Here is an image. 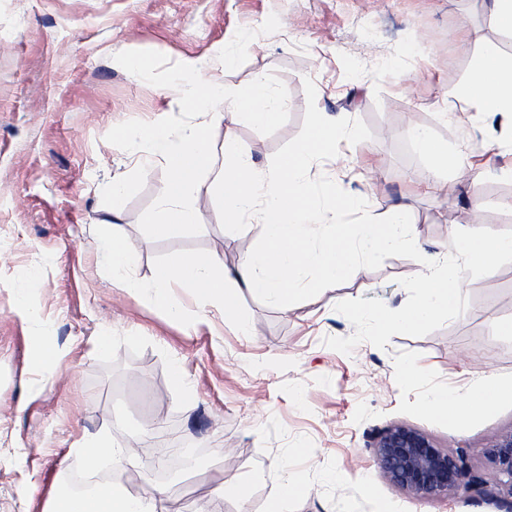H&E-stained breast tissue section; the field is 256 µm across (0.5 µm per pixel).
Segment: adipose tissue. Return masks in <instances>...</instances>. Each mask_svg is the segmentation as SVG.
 I'll list each match as a JSON object with an SVG mask.
<instances>
[{"instance_id":"ef3b65f1","label":"adipose tissue","mask_w":512,"mask_h":512,"mask_svg":"<svg viewBox=\"0 0 512 512\" xmlns=\"http://www.w3.org/2000/svg\"><path fill=\"white\" fill-rule=\"evenodd\" d=\"M447 110L464 117L474 110L489 120L512 118V57H504L495 45H487ZM500 395H512V384L499 383L471 397L440 387L430 392L424 408L461 420L486 409ZM165 499L166 491L161 487L148 498L120 495L112 489L86 495L63 492L57 494L52 512H165Z\"/></svg>"}]
</instances>
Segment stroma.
Here are the masks:
<instances>
[{
	"mask_svg": "<svg viewBox=\"0 0 512 512\" xmlns=\"http://www.w3.org/2000/svg\"><path fill=\"white\" fill-rule=\"evenodd\" d=\"M253 45L236 54L239 34ZM488 44L512 54V36L489 20V0H0V512H45L73 471H90L78 446L108 427L117 448L136 454L114 468L111 485L148 497L166 488L171 512L211 504L214 512H264L284 474L305 485L286 512H512L498 487L417 500L390 483L375 462V435L405 423L436 445L489 470L485 448L512 429V397L456 420L424 411L432 388L469 395L512 381V264L464 278L465 312L420 337L392 336L385 348L359 343L351 354L324 345L354 327L335 306L380 299L400 309L402 278L421 261L386 258L344 285L282 310L247 290L239 296L254 328L246 336L208 307L181 325L142 297L113 286L90 246L98 223L119 225L144 281L157 255L200 248L237 265L260 236L256 223L223 229L214 197L201 199L194 238L153 240L139 217L165 186V161L114 147L117 124L180 115L176 90L150 85L114 60L154 50L171 61H203L241 88L266 74L288 92V122L264 136L237 118L214 130L221 151L232 133L257 167L301 130L305 79L318 110L363 120L370 140L339 144L337 161L310 177L331 178L365 198L371 214L404 205L417 247L434 258L451 230H512V155L480 117L462 125L442 110ZM428 128L448 149L467 144L489 161L473 213L467 169L437 167L406 136ZM124 186L113 195V183ZM23 290L36 313L15 302ZM57 361L40 371L32 341ZM111 339L101 349L99 337ZM179 364L193 392L171 379ZM187 451L175 472L153 466L157 443ZM224 497L211 501L215 487Z\"/></svg>",
	"mask_w": 512,
	"mask_h": 512,
	"instance_id": "obj_1",
	"label": "stroma"
}]
</instances>
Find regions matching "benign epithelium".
Masks as SVG:
<instances>
[{"label": "benign epithelium", "mask_w": 512, "mask_h": 512, "mask_svg": "<svg viewBox=\"0 0 512 512\" xmlns=\"http://www.w3.org/2000/svg\"><path fill=\"white\" fill-rule=\"evenodd\" d=\"M374 448L384 476L414 498L438 499L490 483L512 496V429L498 435L485 449L491 469L484 476L471 474L462 456L437 447L429 435L405 423L381 431Z\"/></svg>", "instance_id": "obj_1"}]
</instances>
